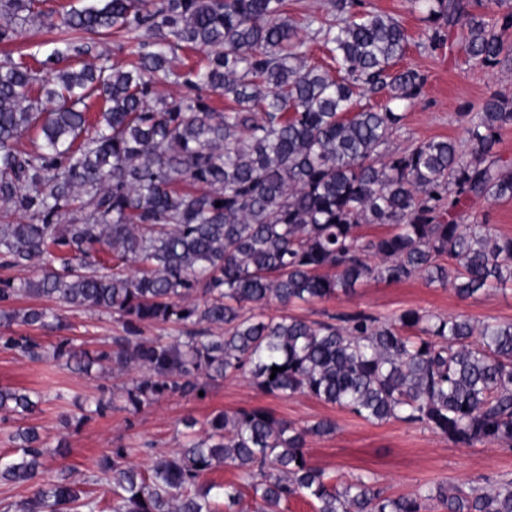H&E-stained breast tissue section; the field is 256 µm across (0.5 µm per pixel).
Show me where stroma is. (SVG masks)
I'll return each mask as SVG.
<instances>
[{
  "label": "stroma",
  "mask_w": 512,
  "mask_h": 512,
  "mask_svg": "<svg viewBox=\"0 0 512 512\" xmlns=\"http://www.w3.org/2000/svg\"><path fill=\"white\" fill-rule=\"evenodd\" d=\"M366 12L398 19L411 37L403 66L426 77L425 86L405 106L403 128L387 145L400 151L414 142L432 138L464 139L461 115L479 111L483 100L497 92L512 98V65L493 67L466 64L452 42L433 49L423 36L422 13L410 0H362ZM16 308L46 307L69 326L75 345L95 350L111 344L121 328L112 317L95 310H75L48 298L19 296ZM414 307L443 315L462 314L475 325L512 321V287L493 288L469 299L459 298L453 287H429L413 279L398 284L370 281L348 297L295 307V315L309 320L325 314L365 310L392 315ZM131 372L109 366L83 374L52 358L32 360L21 353L0 349V385L40 394L37 410L21 422L0 421V457L14 450L12 436L18 426L37 427L49 447L66 443V454L50 462L52 470H67L77 484L91 486L98 464L117 446L153 441L167 452L185 444L184 418L205 422L211 415L242 408H265L300 426L330 418L335 434L308 436L309 462L325 470L332 481L369 474L389 495L413 493L421 485L463 486L491 490L501 476L512 475V449L497 445L466 447L453 444L429 430L397 420L368 422L347 410L312 397H276L260 391L241 376L210 382L204 397H168L132 414L115 409L82 425L64 424L63 416L76 414V402L91 403L101 394L118 393L130 385Z\"/></svg>",
  "instance_id": "obj_1"
}]
</instances>
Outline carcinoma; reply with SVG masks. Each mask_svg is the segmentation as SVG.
Wrapping results in <instances>:
<instances>
[{
	"instance_id": "cac0c4a2",
	"label": "carcinoma",
	"mask_w": 512,
	"mask_h": 512,
	"mask_svg": "<svg viewBox=\"0 0 512 512\" xmlns=\"http://www.w3.org/2000/svg\"><path fill=\"white\" fill-rule=\"evenodd\" d=\"M428 44L448 31L465 59H512V10L488 19L475 9L507 0H421ZM336 23L306 17L311 40L336 73L308 62L307 41L284 0H75L52 19L41 0H0V44L27 26L58 31L49 58L69 66L51 78L24 61L0 60V258L40 268L36 280H0V320L45 323L48 309H13L20 295L50 297L116 317L121 334L90 353L59 337L52 358L88 372L116 363L137 372L123 409L134 414L166 396H199L206 381L243 376L277 397L297 394L368 422L391 419L460 445L512 449V322L475 328L463 315L406 308L391 318L356 310L307 321L289 306L348 296L367 280L453 286L472 298L512 284V236L492 235L469 210L511 200L512 169L497 151L512 128V99L489 95L465 112V137L387 149L404 125L398 103L420 95L424 74L399 66L409 43L395 18L330 0ZM131 34V68L98 54L94 37ZM207 63L173 69L181 46ZM232 103L219 112L201 96L166 97L170 77ZM378 98L353 111L354 102ZM103 101L90 117V102ZM35 137L22 149L24 138ZM221 206H216V202ZM382 224L368 236L363 227ZM106 254L112 272L102 273ZM277 301L285 312L267 317ZM186 328L144 335L148 325ZM0 347L41 357L25 336ZM280 371L272 372V367ZM27 390L0 387V420L30 414ZM172 453L152 442L112 449L99 470L112 504L52 475L34 426L17 428L0 482L27 483L17 512H284L296 497L314 512H512V479L493 492L420 486L393 497L369 474L331 482L306 457L310 435L336 422L297 426L261 409L219 412ZM155 457L146 469L131 461ZM220 465L238 472L219 509L200 483Z\"/></svg>"
}]
</instances>
